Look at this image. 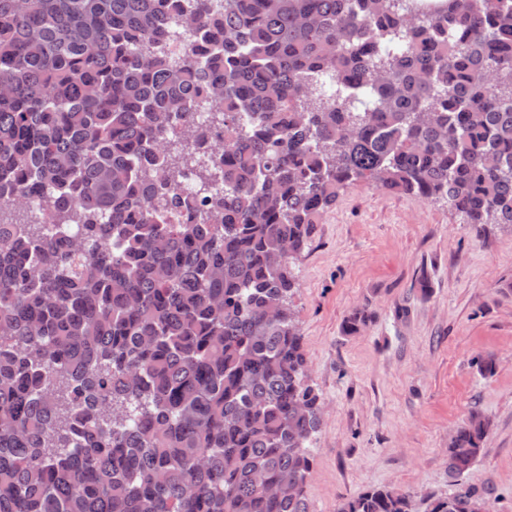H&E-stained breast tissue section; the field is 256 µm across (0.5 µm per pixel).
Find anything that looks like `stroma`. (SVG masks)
I'll return each instance as SVG.
<instances>
[{"label": "stroma", "mask_w": 512, "mask_h": 512, "mask_svg": "<svg viewBox=\"0 0 512 512\" xmlns=\"http://www.w3.org/2000/svg\"><path fill=\"white\" fill-rule=\"evenodd\" d=\"M292 298L323 414L310 512L366 489L416 512L453 490L448 444L489 420L466 479L512 512V226L475 229L444 202L360 183L342 190L295 259ZM493 359V373L479 361Z\"/></svg>", "instance_id": "obj_1"}]
</instances>
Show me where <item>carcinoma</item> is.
I'll use <instances>...</instances> for the list:
<instances>
[{
	"mask_svg": "<svg viewBox=\"0 0 512 512\" xmlns=\"http://www.w3.org/2000/svg\"><path fill=\"white\" fill-rule=\"evenodd\" d=\"M358 182L512 224V0H0V206L55 214H0V512H309L293 263Z\"/></svg>",
	"mask_w": 512,
	"mask_h": 512,
	"instance_id": "obj_1",
	"label": "carcinoma"
}]
</instances>
